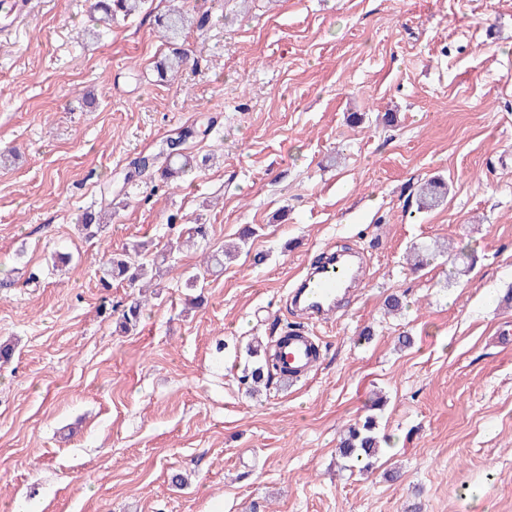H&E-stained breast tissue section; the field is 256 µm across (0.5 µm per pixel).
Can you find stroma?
I'll list each match as a JSON object with an SVG mask.
<instances>
[{"label": "stroma", "mask_w": 512, "mask_h": 512, "mask_svg": "<svg viewBox=\"0 0 512 512\" xmlns=\"http://www.w3.org/2000/svg\"><path fill=\"white\" fill-rule=\"evenodd\" d=\"M189 2L172 82L146 12L96 40L89 0H32L0 32V512H512V0ZM207 121L206 168L136 180L80 234L135 157ZM432 178L448 195L419 209ZM182 224L208 241L123 331L131 290L102 258L165 254ZM245 224L249 252L207 272ZM329 249L362 254L364 286L310 325L317 371L247 394L248 346L294 321L288 290ZM370 414L389 441L362 474L336 446ZM189 62L190 58L184 50L173 48L172 52L156 65L158 76L163 80H168V77L173 79L188 66Z\"/></svg>", "instance_id": "35a3bbf8"}]
</instances>
